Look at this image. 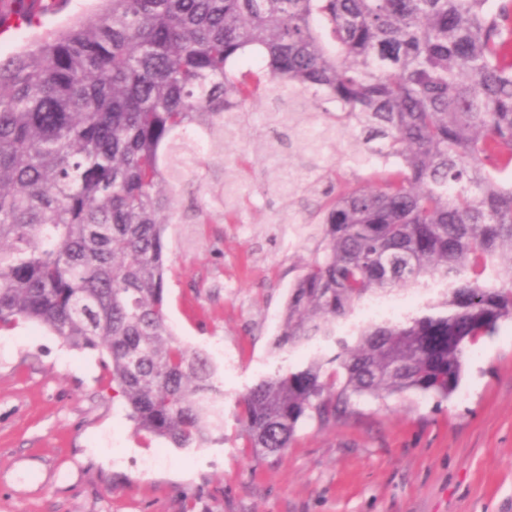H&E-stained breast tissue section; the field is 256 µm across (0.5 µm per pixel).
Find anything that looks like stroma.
<instances>
[{
  "label": "stroma",
  "mask_w": 512,
  "mask_h": 512,
  "mask_svg": "<svg viewBox=\"0 0 512 512\" xmlns=\"http://www.w3.org/2000/svg\"><path fill=\"white\" fill-rule=\"evenodd\" d=\"M267 103L224 152L246 159L235 222L175 224L165 309L174 335L224 382V442L184 450L137 429L102 355L46 327L0 331V512H512V323L469 347L455 393L361 399L301 424L276 457L246 447L235 402L310 348L273 350L314 248L288 221L299 145L265 154Z\"/></svg>",
  "instance_id": "35a3bbf8"
}]
</instances>
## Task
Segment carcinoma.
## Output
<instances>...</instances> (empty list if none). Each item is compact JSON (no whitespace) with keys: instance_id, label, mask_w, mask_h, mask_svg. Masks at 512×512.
Listing matches in <instances>:
<instances>
[{"instance_id":"obj_1","label":"carcinoma","mask_w":512,"mask_h":512,"mask_svg":"<svg viewBox=\"0 0 512 512\" xmlns=\"http://www.w3.org/2000/svg\"><path fill=\"white\" fill-rule=\"evenodd\" d=\"M50 18L18 16L30 38L0 58V330L33 322L105 355L139 429L182 449L224 442L220 376L167 324L164 236L236 213L239 164L215 184L201 170L262 100L273 137L290 122L302 168L322 170L306 186L316 210L288 220L316 246L273 348L336 353L238 398L253 454L359 398H448L467 346L512 322V0H93ZM340 133L354 167H399L319 189ZM435 280L448 288L403 320L336 335L365 300Z\"/></svg>"}]
</instances>
